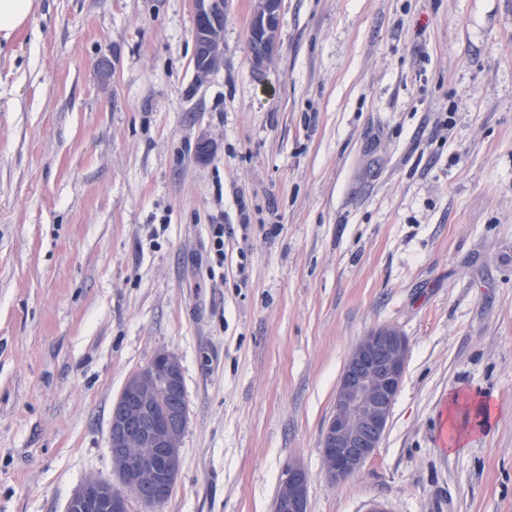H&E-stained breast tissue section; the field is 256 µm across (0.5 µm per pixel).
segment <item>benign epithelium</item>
<instances>
[{
    "instance_id": "obj_1",
    "label": "benign epithelium",
    "mask_w": 512,
    "mask_h": 512,
    "mask_svg": "<svg viewBox=\"0 0 512 512\" xmlns=\"http://www.w3.org/2000/svg\"><path fill=\"white\" fill-rule=\"evenodd\" d=\"M223 0H195L196 21L224 10ZM279 23V0H253L251 34L262 43ZM202 39V65L219 64V51ZM409 357V343L393 326H379L362 336L346 357L326 423L321 454L324 475L341 482L358 473L374 455L387 430L392 408L401 389ZM182 367L172 352L160 350L152 364L135 370L114 402L108 431L112 470L119 487L97 476L86 477L74 490L66 512H130V493H138L143 512H155L165 502L178 476L184 435L183 415L172 416L153 408L160 389L182 394ZM309 475L296 461L288 466L277 491L281 512H307Z\"/></svg>"
}]
</instances>
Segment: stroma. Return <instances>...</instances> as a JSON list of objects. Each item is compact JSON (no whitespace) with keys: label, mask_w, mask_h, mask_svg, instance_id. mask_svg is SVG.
Listing matches in <instances>:
<instances>
[{"label":"stroma","mask_w":512,"mask_h":512,"mask_svg":"<svg viewBox=\"0 0 512 512\" xmlns=\"http://www.w3.org/2000/svg\"><path fill=\"white\" fill-rule=\"evenodd\" d=\"M250 19L228 0L201 81L194 0H35L0 46V512L111 477L161 349L189 420L156 512H272L296 460L308 512H512V0H281L259 70ZM382 325L403 384L333 484L336 385ZM211 265L209 269L210 279H214L215 267L224 268V224L211 225Z\"/></svg>","instance_id":"1"}]
</instances>
